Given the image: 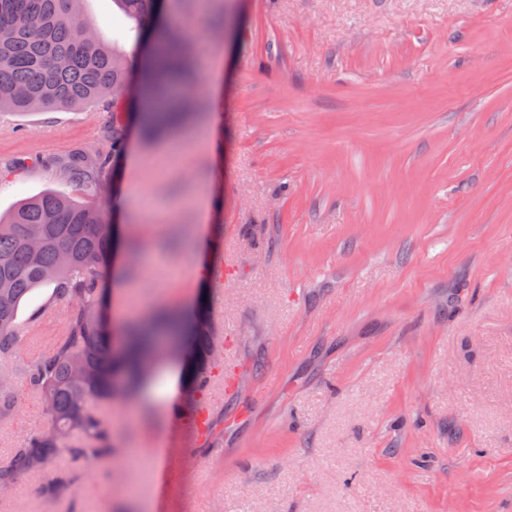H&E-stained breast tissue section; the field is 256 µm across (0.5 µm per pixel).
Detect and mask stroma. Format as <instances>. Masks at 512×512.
<instances>
[{
	"label": "stroma",
	"instance_id": "35a3bbf8",
	"mask_svg": "<svg viewBox=\"0 0 512 512\" xmlns=\"http://www.w3.org/2000/svg\"><path fill=\"white\" fill-rule=\"evenodd\" d=\"M139 64L115 0H80ZM195 104L176 162L133 136L113 180L147 277L211 289L231 424L175 446L169 368L109 413L120 455L77 500L25 477L0 512H512V0H177ZM100 105L0 112V214L96 149ZM209 206L199 219L198 197ZM215 240L199 258V236ZM47 422L20 389L0 453ZM166 448L163 470L154 454Z\"/></svg>",
	"mask_w": 512,
	"mask_h": 512
}]
</instances>
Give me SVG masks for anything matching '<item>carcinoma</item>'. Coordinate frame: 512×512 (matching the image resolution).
I'll return each instance as SVG.
<instances>
[{
    "label": "carcinoma",
    "mask_w": 512,
    "mask_h": 512,
    "mask_svg": "<svg viewBox=\"0 0 512 512\" xmlns=\"http://www.w3.org/2000/svg\"><path fill=\"white\" fill-rule=\"evenodd\" d=\"M79 0H0V112L32 113L45 109H82L91 103L112 106V129L94 153L82 149L59 165L65 179L101 194L109 159L125 152L126 127L117 118V101L131 75V64L112 54L98 37L83 33L92 25L77 9ZM136 22L138 41L153 27L158 0H116ZM172 25L157 43L155 64L146 68L141 86L153 111L141 114L143 130L158 133L182 115L175 89L186 83L187 52ZM107 205H85L45 192L21 202L0 217V418L14 407L17 372L38 395L48 425L17 440L0 455V494L29 474L54 466L60 456L69 465L56 470L47 487L52 497L75 491L70 465H91L112 457V423L98 406L127 400L153 381L156 371L142 370L144 355L155 367L170 362L172 334L181 325L177 312L152 311L141 319L113 321L108 315L103 273L117 246ZM53 287L64 303V328L51 348L16 363L29 337L16 323L21 302L36 288ZM186 326L179 355L181 384L205 392L224 371V349L211 306Z\"/></svg>",
    "instance_id": "carcinoma-1"
}]
</instances>
